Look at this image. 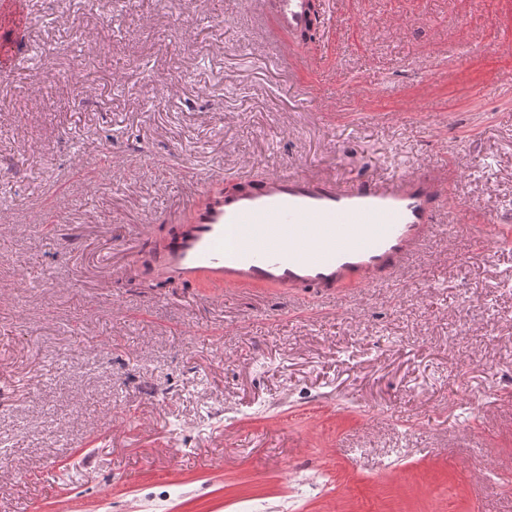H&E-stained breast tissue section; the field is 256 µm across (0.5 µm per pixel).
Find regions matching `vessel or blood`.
<instances>
[{
    "mask_svg": "<svg viewBox=\"0 0 512 512\" xmlns=\"http://www.w3.org/2000/svg\"><path fill=\"white\" fill-rule=\"evenodd\" d=\"M271 15L275 69H313L310 0H273ZM449 192L441 167L348 184L283 173L246 179L232 192L206 187L190 218L158 245L155 267L174 283L204 280L219 293L305 288L328 298L403 270L432 236Z\"/></svg>",
    "mask_w": 512,
    "mask_h": 512,
    "instance_id": "1",
    "label": "vessel or blood"
}]
</instances>
